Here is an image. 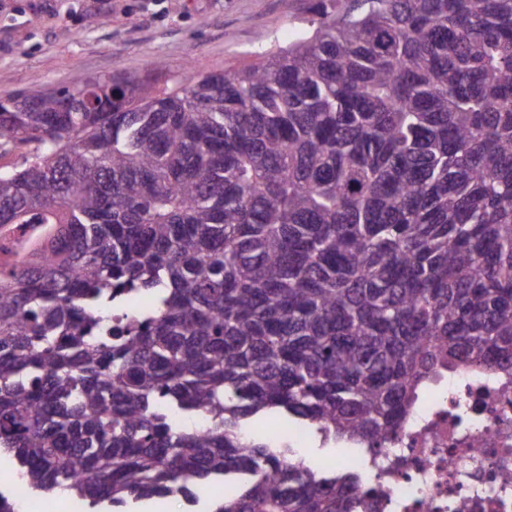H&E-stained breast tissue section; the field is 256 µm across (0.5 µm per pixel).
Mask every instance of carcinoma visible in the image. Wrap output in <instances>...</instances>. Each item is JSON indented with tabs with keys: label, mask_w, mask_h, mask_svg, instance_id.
Here are the masks:
<instances>
[{
	"label": "carcinoma",
	"mask_w": 512,
	"mask_h": 512,
	"mask_svg": "<svg viewBox=\"0 0 512 512\" xmlns=\"http://www.w3.org/2000/svg\"><path fill=\"white\" fill-rule=\"evenodd\" d=\"M160 92L0 99V455L85 512H353L255 416L392 440L441 368L512 370V0H316ZM206 413L210 424L195 425Z\"/></svg>",
	"instance_id": "cac0c4a2"
}]
</instances>
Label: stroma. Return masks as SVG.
I'll return each instance as SVG.
<instances>
[{
    "label": "stroma",
    "instance_id": "35a3bbf8",
    "mask_svg": "<svg viewBox=\"0 0 512 512\" xmlns=\"http://www.w3.org/2000/svg\"><path fill=\"white\" fill-rule=\"evenodd\" d=\"M315 0H0V98L75 72L159 91L186 70H233L306 29ZM162 69H155V62Z\"/></svg>",
    "mask_w": 512,
    "mask_h": 512
}]
</instances>
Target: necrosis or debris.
<instances>
[{"label": "necrosis or debris", "instance_id": "1", "mask_svg": "<svg viewBox=\"0 0 512 512\" xmlns=\"http://www.w3.org/2000/svg\"><path fill=\"white\" fill-rule=\"evenodd\" d=\"M343 464L354 512H512V371L443 374L391 442Z\"/></svg>", "mask_w": 512, "mask_h": 512}]
</instances>
